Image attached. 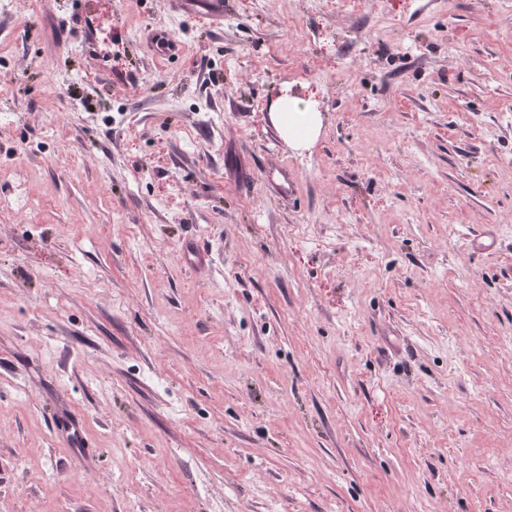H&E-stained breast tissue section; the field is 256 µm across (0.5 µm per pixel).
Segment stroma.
<instances>
[{
  "label": "stroma",
  "instance_id": "stroma-1",
  "mask_svg": "<svg viewBox=\"0 0 512 512\" xmlns=\"http://www.w3.org/2000/svg\"><path fill=\"white\" fill-rule=\"evenodd\" d=\"M159 26L181 56L147 46ZM285 97L321 113L311 146L279 135ZM19 190L0 512H512L501 0H225L214 27L168 0H6ZM488 228L499 250H474Z\"/></svg>",
  "mask_w": 512,
  "mask_h": 512
}]
</instances>
